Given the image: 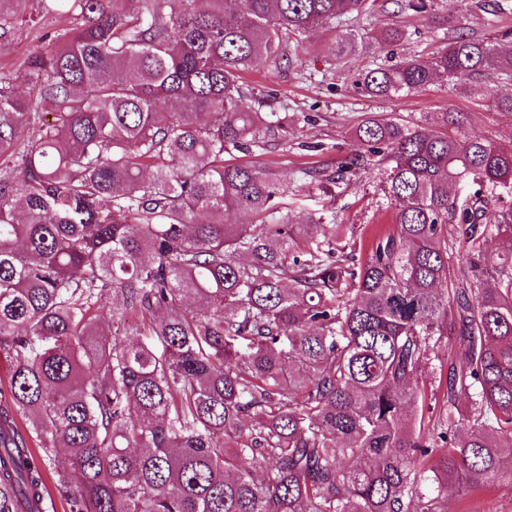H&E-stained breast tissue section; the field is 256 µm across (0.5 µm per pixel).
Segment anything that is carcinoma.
I'll return each instance as SVG.
<instances>
[{
	"mask_svg": "<svg viewBox=\"0 0 512 512\" xmlns=\"http://www.w3.org/2000/svg\"><path fill=\"white\" fill-rule=\"evenodd\" d=\"M22 2L0 0V37ZM40 2L69 27L23 62L27 94L0 75V512H44L33 443L67 449L71 512H450L451 480L461 501L512 489V247L485 253L512 239V149L460 115L364 119L336 173L379 175L395 229L360 264L326 247L339 225L278 215L287 183L224 161L286 126L244 105V75L329 21L450 23L431 59L358 74L370 97L466 75L512 112V48L451 25L458 0ZM406 38L393 21L330 52Z\"/></svg>",
	"mask_w": 512,
	"mask_h": 512,
	"instance_id": "1",
	"label": "carcinoma"
}]
</instances>
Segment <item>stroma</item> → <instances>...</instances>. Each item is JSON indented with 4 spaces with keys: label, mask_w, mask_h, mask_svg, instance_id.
<instances>
[{
    "label": "stroma",
    "mask_w": 512,
    "mask_h": 512,
    "mask_svg": "<svg viewBox=\"0 0 512 512\" xmlns=\"http://www.w3.org/2000/svg\"><path fill=\"white\" fill-rule=\"evenodd\" d=\"M506 2V10L463 11L458 19L467 32L510 43L512 0ZM22 8L24 20L0 38V74L13 72L24 56L41 48L47 31L68 23L66 17L46 13L40 0H24ZM388 21L382 11L359 20L338 19L307 33L286 60L263 64L246 77L248 106L288 115L285 139L248 156L287 182V193L276 199L279 210L303 224L318 217L340 224L345 241L359 257L373 237L394 228L380 176L336 173L337 159L360 151L353 131L367 116L434 124L444 113L459 111L465 115L468 134L512 147V112L500 111L491 100L470 94L469 78L459 77L452 88L439 79L401 99L370 97L352 86L354 75L371 63L387 65L395 55L429 58L443 46L448 32L444 22L409 12L403 21L410 37L393 53L369 56L358 52L340 63L330 55L328 48L336 37L352 30H377ZM248 157L238 152L233 155L238 162Z\"/></svg>",
    "instance_id": "35a3bbf8"
}]
</instances>
